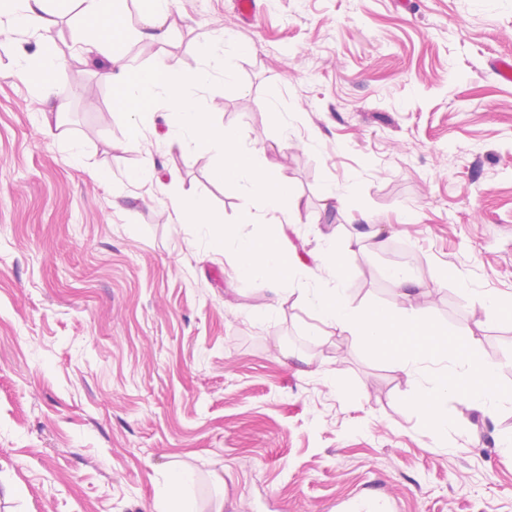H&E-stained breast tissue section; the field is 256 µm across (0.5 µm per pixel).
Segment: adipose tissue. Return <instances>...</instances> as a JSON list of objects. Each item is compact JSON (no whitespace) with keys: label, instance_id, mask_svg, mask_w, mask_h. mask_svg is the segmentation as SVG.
I'll return each mask as SVG.
<instances>
[{"label":"adipose tissue","instance_id":"1","mask_svg":"<svg viewBox=\"0 0 512 512\" xmlns=\"http://www.w3.org/2000/svg\"><path fill=\"white\" fill-rule=\"evenodd\" d=\"M124 0H0V30L35 39L41 50L35 57L20 56L15 74L51 98L62 61L49 44L59 18L68 13L78 17L76 45L88 55L106 61L102 78L115 85L132 118L131 139L139 141L141 123L151 115L143 109L146 100L158 101L166 110L165 144L188 154L204 148L216 155L233 172L241 192L247 220L258 224L266 218L280 219L298 214L302 198L276 177L266 149L242 144L236 134L213 123L200 100L202 91L215 78L235 79V62L225 52L223 37H216L202 65L192 71L173 72L157 60L143 78L130 76L117 52L131 37L164 39L169 30L171 0H139L135 13H127Z\"/></svg>","mask_w":512,"mask_h":512}]
</instances>
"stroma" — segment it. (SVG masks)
<instances>
[{"label":"stroma","instance_id":"35a3bbf8","mask_svg":"<svg viewBox=\"0 0 512 512\" xmlns=\"http://www.w3.org/2000/svg\"><path fill=\"white\" fill-rule=\"evenodd\" d=\"M175 0L166 39L120 48L138 73L156 60L200 66L215 31L241 47L237 80L201 95L215 123L266 148L305 202L283 227L299 265L322 278L327 244L362 249L341 286L352 307L400 302L494 358L512 356V0ZM66 69L67 135L92 169L40 131L38 91L12 70L32 40L0 33V512H153L180 474L224 512H343L367 483L398 512H512V398L487 417L449 398L432 434L407 406L429 375L332 336L298 293L258 290L166 211V188L204 199L252 236L241 194L200 149L164 145L154 114L142 144L93 56ZM277 98H270V89ZM126 142L123 151L112 142ZM142 170L121 197L113 182ZM412 270L400 296L388 272ZM448 272L432 285L437 269ZM278 303L277 316L256 310ZM222 481H215V472Z\"/></svg>","mask_w":512,"mask_h":512}]
</instances>
